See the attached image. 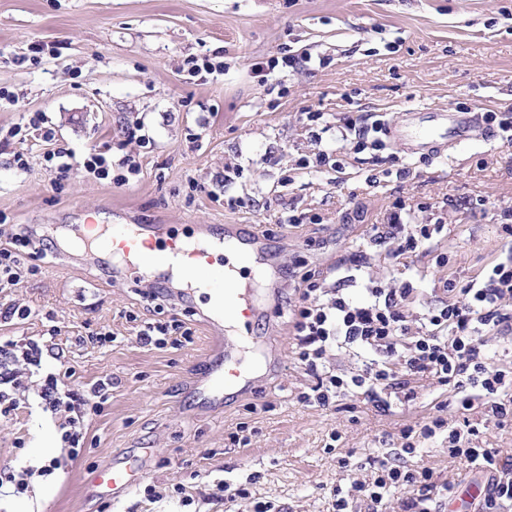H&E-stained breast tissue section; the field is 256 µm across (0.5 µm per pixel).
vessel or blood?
<instances>
[{
    "instance_id": "b4317fda",
    "label": "vessel or blood",
    "mask_w": 512,
    "mask_h": 512,
    "mask_svg": "<svg viewBox=\"0 0 512 512\" xmlns=\"http://www.w3.org/2000/svg\"><path fill=\"white\" fill-rule=\"evenodd\" d=\"M389 137L410 154H437L456 142L486 140L494 132L479 121L478 113L431 112L409 116L388 128ZM74 241L99 260L120 257L118 274L142 282L167 277L171 265L187 272L188 282L170 287L173 298L191 300L197 286H205L208 298L223 308L237 326L224 337V352L216 369L195 386L200 409L222 408L225 401L246 394L252 387L241 368L246 343H257L261 314L254 290L262 283L257 261L267 248L265 238L252 226L225 224L213 230L198 224L181 230L173 224H89L76 229ZM148 451L138 448L112 464L95 470L89 485L100 497L119 501L131 493L147 473Z\"/></svg>"
}]
</instances>
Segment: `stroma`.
Returning <instances> with one entry per match:
<instances>
[{"label":"stroma","mask_w":512,"mask_h":512,"mask_svg":"<svg viewBox=\"0 0 512 512\" xmlns=\"http://www.w3.org/2000/svg\"><path fill=\"white\" fill-rule=\"evenodd\" d=\"M290 55L296 66L280 64ZM203 57L216 71L192 76L189 60ZM273 59L260 83L256 65ZM448 108L512 121V0H0V232L21 225L49 241L57 224H255L275 252L279 287L261 318L263 352L242 358L260 372L258 389L206 412L191 394L211 367L201 301L151 299L150 283L114 278L70 245L35 258V273L0 292L31 315L0 326V337L55 341L65 358L43 357V370L71 367L80 385L111 377L112 394L87 416L71 460L36 396L0 414V474L62 460L22 496L0 487V512L19 500L29 512H253L259 501L331 512L334 489L354 476L342 460L366 465L399 451L402 429L431 413L437 388H422L399 413L361 397L326 409L299 403L309 378L292 352L285 301L309 270L337 272L361 299L368 278L392 271L370 227L397 209L403 223L443 226L429 255L400 274L418 290L416 308L439 279L500 256L511 144L469 141L420 156L390 140L359 153L345 135L348 114L398 125L406 113ZM55 147L75 155L68 176L45 159ZM93 149L134 156L139 174L123 185L86 174L79 162ZM321 150L335 166L300 167ZM228 167L237 171L229 181ZM236 198L247 206L230 208ZM288 216L296 226L282 225ZM355 252L369 267L345 266ZM145 313L185 323L190 341L140 346L133 318ZM105 330L115 342H77ZM47 436L49 457L39 452ZM129 448L150 449L145 482L156 499L143 488L116 503L90 496L89 475ZM406 461L456 483L447 512H467L469 487L485 482L438 438ZM221 481L248 487L249 497L215 498Z\"/></svg>","instance_id":"1"}]
</instances>
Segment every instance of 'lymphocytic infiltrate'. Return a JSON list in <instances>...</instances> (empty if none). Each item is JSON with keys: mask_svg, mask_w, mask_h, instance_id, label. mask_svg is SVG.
<instances>
[{"mask_svg": "<svg viewBox=\"0 0 512 512\" xmlns=\"http://www.w3.org/2000/svg\"><path fill=\"white\" fill-rule=\"evenodd\" d=\"M82 167L97 179L117 184L140 171L133 157L115 164L97 151L84 157ZM372 230L397 260L422 255L441 227L405 224L394 213L388 223L373 225ZM30 243L27 233L19 231L0 245V288L21 284ZM413 292L408 282L373 280L365 287L366 300L356 301L339 285H327L319 273L309 271L301 275L288 302L296 360L311 378L298 393L299 402L327 408L339 398L362 395L385 411L391 399L415 401L421 382L429 380L455 396L452 405L460 415L459 421L448 423L442 413L450 404L442 401L420 426H406L401 452L380 459L371 478L353 480L346 494L334 499V512H349L358 502L365 512H387L392 498L397 512H446L451 484L431 468H409L403 459L420 441L441 433L450 457H465L487 477L474 512H504L512 504V455L480 447V431L469 414L477 410L487 420L512 416V367L490 362L483 350L485 335L512 337V250L476 276L441 280L423 313H415L411 305ZM339 344L371 354V362L349 374L328 367L326 355ZM42 355L37 342L0 341V413L14 410L22 395L35 392L45 410L61 415V439L73 458L81 450L88 413L99 411L108 400L112 382L101 379L89 389L75 388L68 383L72 372L67 369L43 375L36 388H29L9 364L20 359L37 367Z\"/></svg>", "mask_w": 512, "mask_h": 512, "instance_id": "1", "label": "lymphocytic infiltrate"}]
</instances>
